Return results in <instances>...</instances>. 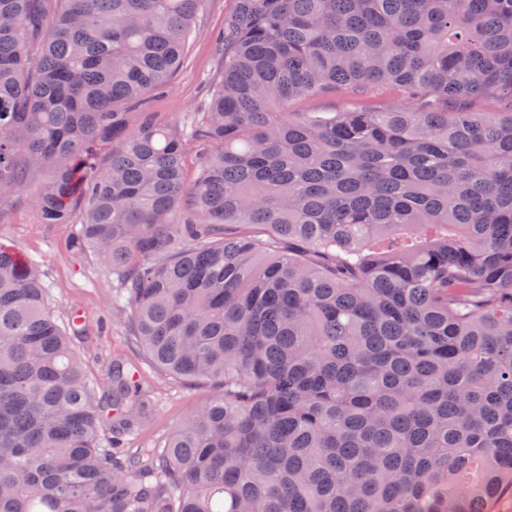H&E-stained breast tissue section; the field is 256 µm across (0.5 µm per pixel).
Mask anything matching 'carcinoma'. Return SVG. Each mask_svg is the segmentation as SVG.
Segmentation results:
<instances>
[{
    "label": "carcinoma",
    "instance_id": "1",
    "mask_svg": "<svg viewBox=\"0 0 512 512\" xmlns=\"http://www.w3.org/2000/svg\"><path fill=\"white\" fill-rule=\"evenodd\" d=\"M204 0H0V208L112 268L160 371L219 390L161 448L0 241V512H483L512 492V0H236L178 127L146 108ZM419 108L292 112L338 85ZM197 169L187 178V143Z\"/></svg>",
    "mask_w": 512,
    "mask_h": 512
}]
</instances>
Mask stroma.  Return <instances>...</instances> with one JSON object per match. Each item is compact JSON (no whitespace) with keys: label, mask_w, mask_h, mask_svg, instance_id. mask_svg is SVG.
Instances as JSON below:
<instances>
[{"label":"stroma","mask_w":512,"mask_h":512,"mask_svg":"<svg viewBox=\"0 0 512 512\" xmlns=\"http://www.w3.org/2000/svg\"><path fill=\"white\" fill-rule=\"evenodd\" d=\"M235 0H208L198 20V31L184 63L162 93L149 100L151 111L167 119H182L196 111L206 81L217 69L214 33ZM403 98L393 89L375 87L356 94L336 89L293 104L296 112H338L345 108L377 109L397 105ZM29 191L19 193L0 216V238L37 259L48 290V304L58 323L72 315L81 317V335L75 345L84 372L101 378L112 363L120 361L133 371L148 401L146 413L124 438L127 447L152 448L166 443L178 425L205 404L215 388L208 382L187 383L163 375L128 336L123 316L112 307L117 281L111 270L92 253L74 247L79 231L75 224L40 223L29 201Z\"/></svg>","instance_id":"stroma-1"}]
</instances>
